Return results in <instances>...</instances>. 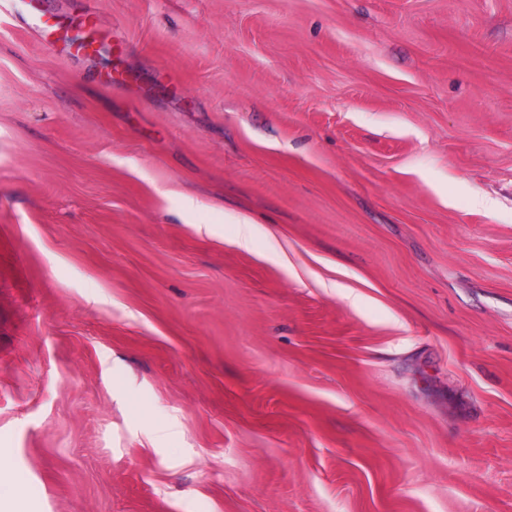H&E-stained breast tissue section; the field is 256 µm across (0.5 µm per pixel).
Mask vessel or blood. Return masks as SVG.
Listing matches in <instances>:
<instances>
[{
	"label": "vessel or blood",
	"instance_id": "1",
	"mask_svg": "<svg viewBox=\"0 0 512 512\" xmlns=\"http://www.w3.org/2000/svg\"><path fill=\"white\" fill-rule=\"evenodd\" d=\"M31 18L45 45L59 55L90 58L112 46V31L99 23L94 0H84L81 14L71 27L42 11L32 13Z\"/></svg>",
	"mask_w": 512,
	"mask_h": 512
}]
</instances>
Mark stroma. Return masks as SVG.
Segmentation results:
<instances>
[{"instance_id": "1", "label": "stroma", "mask_w": 512, "mask_h": 512, "mask_svg": "<svg viewBox=\"0 0 512 512\" xmlns=\"http://www.w3.org/2000/svg\"><path fill=\"white\" fill-rule=\"evenodd\" d=\"M96 7L0 16V498L512 512V0ZM35 29L46 46L59 55L91 58L104 49L112 48V29L98 22L93 0H85L76 27L58 22L53 15L42 11L30 13Z\"/></svg>"}]
</instances>
